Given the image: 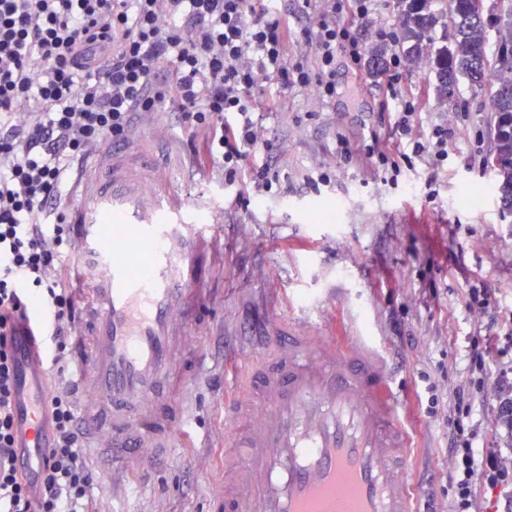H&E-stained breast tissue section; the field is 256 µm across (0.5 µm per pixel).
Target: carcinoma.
Returning a JSON list of instances; mask_svg holds the SVG:
<instances>
[{"label": "carcinoma", "instance_id": "carcinoma-1", "mask_svg": "<svg viewBox=\"0 0 512 512\" xmlns=\"http://www.w3.org/2000/svg\"><path fill=\"white\" fill-rule=\"evenodd\" d=\"M485 0H449L452 34L438 46L433 38L443 13L432 11L430 0H395L402 24L395 49L412 65H427L435 72L438 98L450 104L460 79L474 92L488 90L494 112L495 151L488 162L492 184L507 210H512V43H501L488 55Z\"/></svg>", "mask_w": 512, "mask_h": 512}]
</instances>
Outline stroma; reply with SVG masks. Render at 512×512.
I'll return each mask as SVG.
<instances>
[{"instance_id": "stroma-1", "label": "stroma", "mask_w": 512, "mask_h": 512, "mask_svg": "<svg viewBox=\"0 0 512 512\" xmlns=\"http://www.w3.org/2000/svg\"><path fill=\"white\" fill-rule=\"evenodd\" d=\"M336 99L316 90L281 92L262 87L269 106L262 134L273 145L270 161L288 178L286 197L238 206L221 173L191 165L186 136L170 112L139 117L133 129L150 143V161L179 196L212 200L220 226L216 273L204 285L210 333L189 335L208 357L193 392L194 446L159 453L122 499L95 494L96 512H215L224 495V377L246 349L262 345L276 317L343 300L334 316L339 333L351 325L387 344L395 385L406 411L412 481L447 498L443 425L419 400L422 375L439 380V358L449 384L461 380V355L473 333L468 290L488 288L499 318L512 317V211L501 204L485 169L471 155L490 157L494 114L487 95L460 81L454 101L427 94L423 126L445 122L454 136L448 165L416 164L398 186L363 156L340 161L338 137L358 143L368 130H384L391 116L366 66L340 59ZM331 184L313 188L319 172ZM334 213L332 222L322 217ZM437 298H430V290Z\"/></svg>"}]
</instances>
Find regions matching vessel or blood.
Here are the masks:
<instances>
[{"instance_id":"1","label":"vessel or blood","mask_w":512,"mask_h":512,"mask_svg":"<svg viewBox=\"0 0 512 512\" xmlns=\"http://www.w3.org/2000/svg\"><path fill=\"white\" fill-rule=\"evenodd\" d=\"M73 259L86 318L72 340L82 415L109 434L117 476L150 467L151 449L188 437V394L200 357L189 328L206 323L200 287L220 235L198 202L159 181L138 142L86 166ZM269 352L226 377L232 470L220 512H416L409 442L390 372L362 336H339L329 312L274 319ZM41 366L26 359L16 395L23 459L36 466L52 437Z\"/></svg>"}]
</instances>
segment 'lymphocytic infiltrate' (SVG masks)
I'll use <instances>...</instances> for the list:
<instances>
[{
  "label": "lymphocytic infiltrate",
  "instance_id": "obj_1",
  "mask_svg": "<svg viewBox=\"0 0 512 512\" xmlns=\"http://www.w3.org/2000/svg\"><path fill=\"white\" fill-rule=\"evenodd\" d=\"M293 33L279 0H0V512H94L97 472L68 386V344L80 309L66 285L75 248L67 203L83 164L107 145L127 143L143 112H174L198 167L221 172L242 206L287 195L268 160L253 95L315 88L335 98L336 59L360 64L356 20L373 0H304ZM304 47L291 51L295 35ZM99 45L102 59L86 49ZM383 92L393 121L363 148L394 185L415 160L448 163L446 126L419 128L418 92L401 86L405 64L391 55ZM475 318L467 378L441 395L425 390L429 414H444L448 512H512V327L487 289L469 291ZM51 351L54 387L44 401L53 443L36 473L15 448L12 413L18 352Z\"/></svg>",
  "mask_w": 512,
  "mask_h": 512
}]
</instances>
